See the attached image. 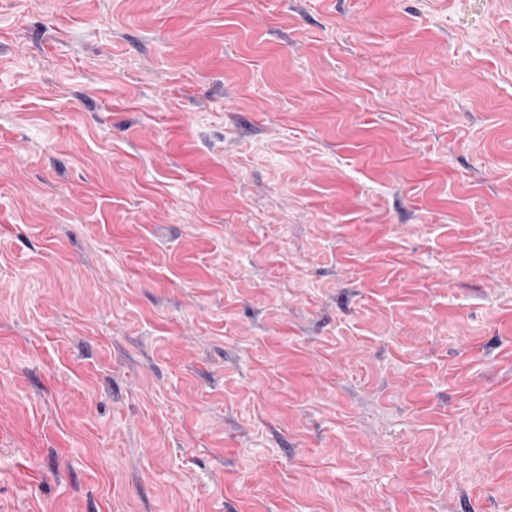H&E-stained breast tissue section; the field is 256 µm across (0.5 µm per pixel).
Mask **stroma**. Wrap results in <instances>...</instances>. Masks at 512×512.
Segmentation results:
<instances>
[{"instance_id": "stroma-1", "label": "stroma", "mask_w": 512, "mask_h": 512, "mask_svg": "<svg viewBox=\"0 0 512 512\" xmlns=\"http://www.w3.org/2000/svg\"><path fill=\"white\" fill-rule=\"evenodd\" d=\"M0 512H512V0H0Z\"/></svg>"}]
</instances>
